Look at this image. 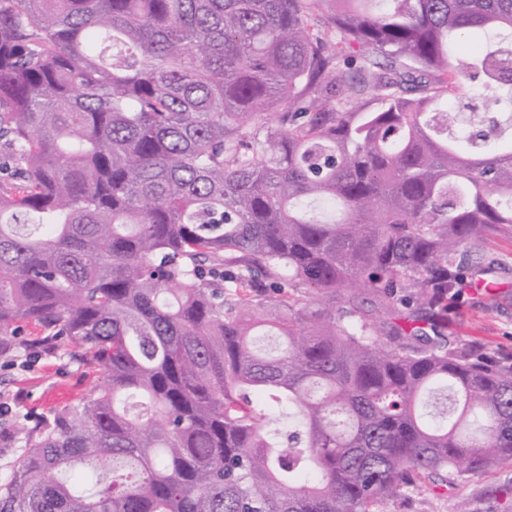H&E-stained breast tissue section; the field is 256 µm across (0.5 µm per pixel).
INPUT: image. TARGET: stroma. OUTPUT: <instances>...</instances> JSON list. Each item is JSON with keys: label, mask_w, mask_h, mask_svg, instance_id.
Wrapping results in <instances>:
<instances>
[{"label": "stroma", "mask_w": 512, "mask_h": 512, "mask_svg": "<svg viewBox=\"0 0 512 512\" xmlns=\"http://www.w3.org/2000/svg\"><path fill=\"white\" fill-rule=\"evenodd\" d=\"M488 258L504 271L490 274V290L467 287L448 304L443 331L450 342L502 358L512 356V242L495 240ZM34 328L0 360V480L28 452V433L62 406L86 399L102 381L76 345L41 347ZM377 512H512V464L498 463L437 489L424 485L409 497L380 503Z\"/></svg>", "instance_id": "obj_1"}]
</instances>
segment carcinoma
<instances>
[{
    "label": "carcinoma",
    "instance_id": "cac0c4a2",
    "mask_svg": "<svg viewBox=\"0 0 512 512\" xmlns=\"http://www.w3.org/2000/svg\"><path fill=\"white\" fill-rule=\"evenodd\" d=\"M511 50L512 0H0V354L104 374L0 512H374L512 462V362L437 331L512 240Z\"/></svg>",
    "mask_w": 512,
    "mask_h": 512
}]
</instances>
